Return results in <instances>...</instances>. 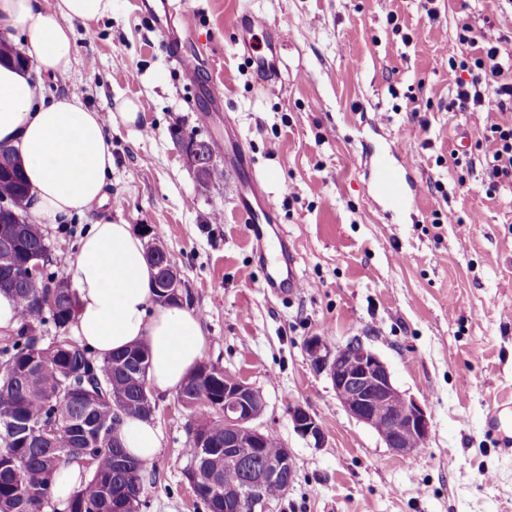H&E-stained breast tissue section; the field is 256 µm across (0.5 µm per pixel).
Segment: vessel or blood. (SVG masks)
<instances>
[{
	"mask_svg": "<svg viewBox=\"0 0 512 512\" xmlns=\"http://www.w3.org/2000/svg\"><path fill=\"white\" fill-rule=\"evenodd\" d=\"M137 4L152 20L154 30L164 36L169 57L175 60L186 74H193L195 66L186 57L181 41L169 35L173 12L167 0H137ZM230 25L237 34V41L258 82L265 88H276L280 80L278 28L249 10L236 13ZM259 34L263 35L264 41L262 46L258 47L255 46L253 38ZM368 174L376 200L385 206L389 213L399 216L406 210L416 208L419 187L404 140L394 142L388 152L374 155L369 164ZM269 181V175L252 173L249 186L253 194L261 196L262 205L256 209L248 208L246 219L251 229L256 232L259 261L265 268L266 287L276 293L284 288L296 291L301 287L295 268L297 257L288 244L287 233L278 227V209L265 193ZM263 224L274 225V239H265L263 233H260L259 227Z\"/></svg>",
	"mask_w": 512,
	"mask_h": 512,
	"instance_id": "vessel-or-blood-1",
	"label": "vessel or blood"
}]
</instances>
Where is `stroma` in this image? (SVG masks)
I'll return each instance as SVG.
<instances>
[{"label":"stroma","instance_id":"stroma-1","mask_svg":"<svg viewBox=\"0 0 512 512\" xmlns=\"http://www.w3.org/2000/svg\"><path fill=\"white\" fill-rule=\"evenodd\" d=\"M189 13L188 81L135 0H112L92 30L75 24L70 71L47 94L80 93L112 137L108 202L99 214L48 224L53 257L76 260L97 216L149 226L178 268L201 323L203 358L265 396L261 423L287 446L295 473L270 512H512V452L490 419L512 400V185L486 195L476 143L482 112L448 102L462 72L456 32L512 36L507 0H170ZM251 10L278 26L281 79L257 84L230 17ZM224 90L212 97V85ZM142 114L123 126L125 101ZM427 129H420L419 119ZM182 126L212 141L220 181L197 182L170 136ZM420 215L387 217L371 199L366 152L405 132ZM467 143V164L452 159ZM270 173L280 223L303 283L293 296L261 288L263 271L240 213L248 181L238 158ZM359 336L396 386L428 408L425 445L404 457L337 401L304 340ZM163 440L145 465L147 512H202L185 478L193 417L156 393ZM316 414L317 448L289 410Z\"/></svg>","mask_w":512,"mask_h":512}]
</instances>
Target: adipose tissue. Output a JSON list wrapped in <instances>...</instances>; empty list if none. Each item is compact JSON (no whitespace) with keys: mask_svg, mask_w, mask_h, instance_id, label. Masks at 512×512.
<instances>
[{"mask_svg":"<svg viewBox=\"0 0 512 512\" xmlns=\"http://www.w3.org/2000/svg\"><path fill=\"white\" fill-rule=\"evenodd\" d=\"M111 14L112 0H0V28L25 31L23 51L35 65L0 64V144L23 163L36 223L60 224L107 201L112 140L100 112L77 93L47 96L43 79L71 69L74 23L88 28ZM69 272L78 299L73 335L100 357L147 345L151 386L178 388L202 358L201 325L191 312L157 302L155 270L130 225L99 218ZM116 436L145 462L162 445L159 429L144 419H126Z\"/></svg>","mask_w":512,"mask_h":512,"instance_id":"adipose-tissue-1","label":"adipose tissue"}]
</instances>
